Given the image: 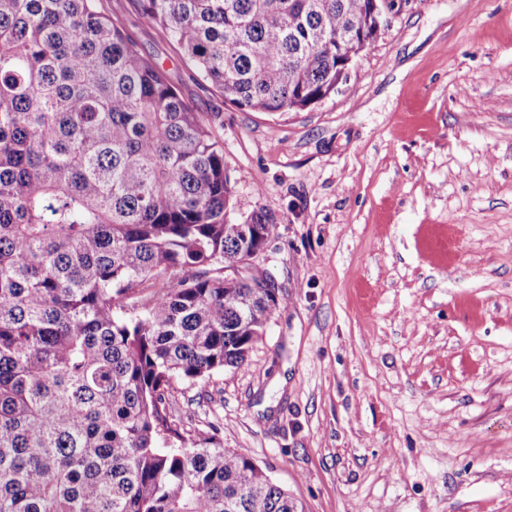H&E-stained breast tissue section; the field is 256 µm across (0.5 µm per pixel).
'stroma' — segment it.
Segmentation results:
<instances>
[{"label": "stroma", "mask_w": 512, "mask_h": 512, "mask_svg": "<svg viewBox=\"0 0 512 512\" xmlns=\"http://www.w3.org/2000/svg\"><path fill=\"white\" fill-rule=\"evenodd\" d=\"M224 145L228 220L286 302L244 367L175 383L305 512H512V0H404L338 92L237 107L134 0H98Z\"/></svg>", "instance_id": "1"}]
</instances>
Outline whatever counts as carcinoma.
<instances>
[{
    "label": "carcinoma",
    "instance_id": "carcinoma-1",
    "mask_svg": "<svg viewBox=\"0 0 512 512\" xmlns=\"http://www.w3.org/2000/svg\"><path fill=\"white\" fill-rule=\"evenodd\" d=\"M137 5L257 112L336 92L351 37L378 30L373 0ZM231 196L223 146L97 0H0V512H304L169 411L284 305L224 279L277 230H238Z\"/></svg>",
    "mask_w": 512,
    "mask_h": 512
}]
</instances>
